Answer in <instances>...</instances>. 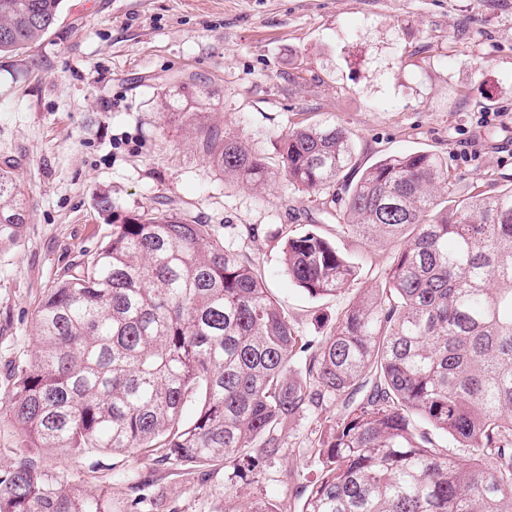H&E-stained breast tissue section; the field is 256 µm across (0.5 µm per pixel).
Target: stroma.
<instances>
[{
	"mask_svg": "<svg viewBox=\"0 0 512 512\" xmlns=\"http://www.w3.org/2000/svg\"><path fill=\"white\" fill-rule=\"evenodd\" d=\"M185 84L207 111L172 106ZM318 121L348 130L357 169L426 150L446 159L456 194L511 186L512 0H64L39 43L0 57V167L29 211L22 237L0 242V470L29 460L86 493L111 490L112 512H148L158 494L170 512H243L312 480L308 436L336 419L333 404L285 429L288 455L268 474L234 485L223 463L202 482L143 448L34 450L9 404L44 292L109 240L116 214L172 209L209 225L297 330L328 333L355 289L310 297L282 268L285 237L329 238L356 263L355 288L380 279L395 244L344 232V182L302 191L280 176L255 191L205 150L226 132L271 157L283 131Z\"/></svg>",
	"mask_w": 512,
	"mask_h": 512,
	"instance_id": "obj_1",
	"label": "stroma"
}]
</instances>
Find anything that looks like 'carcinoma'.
Masks as SVG:
<instances>
[{"mask_svg":"<svg viewBox=\"0 0 512 512\" xmlns=\"http://www.w3.org/2000/svg\"><path fill=\"white\" fill-rule=\"evenodd\" d=\"M60 5L0 0V56L38 43ZM205 148L239 182L262 189L272 178L265 154L237 136ZM275 150L307 191L354 168L336 124L295 125ZM348 190V231L406 243L318 339L208 225L168 210L123 216L37 307L34 364L10 402L33 447L157 448L162 463L222 461L228 480L257 479L286 456L288 424L336 403V422L311 430L317 475L295 493L299 512H512V187L454 197L446 160L414 151L377 160ZM27 223L1 167L0 240ZM283 254L313 298L357 279L318 232L288 237ZM0 512H112V496L22 461L0 472ZM245 512L291 507L260 498Z\"/></svg>","mask_w":512,"mask_h":512,"instance_id":"carcinoma-1","label":"carcinoma"}]
</instances>
